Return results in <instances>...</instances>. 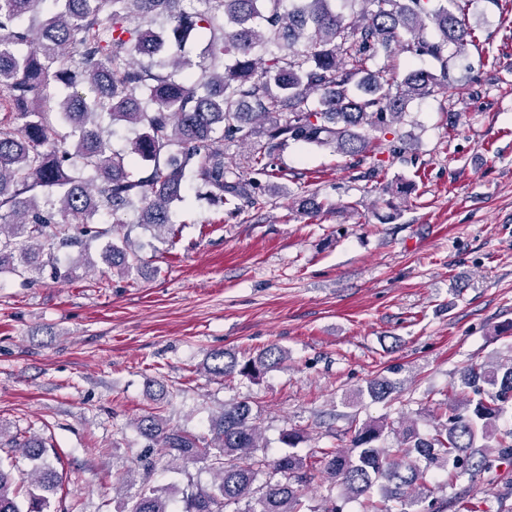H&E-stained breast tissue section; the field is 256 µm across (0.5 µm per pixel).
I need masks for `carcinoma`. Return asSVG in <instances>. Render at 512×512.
Instances as JSON below:
<instances>
[{
    "label": "carcinoma",
    "instance_id": "obj_1",
    "mask_svg": "<svg viewBox=\"0 0 512 512\" xmlns=\"http://www.w3.org/2000/svg\"><path fill=\"white\" fill-rule=\"evenodd\" d=\"M44 2L0 0V271L29 280L61 276L54 247L104 236L113 238L105 262L131 271L139 262L132 224L175 246L171 208L185 200L189 178L218 203L264 208L263 189L224 162V145L257 128L262 140L247 167L267 175L289 140L332 147L358 165L384 141L400 154L386 140L393 125L416 99L459 93L449 62L472 42L458 0H363L360 17L336 11L335 0H52L58 8L48 16ZM398 47L439 69L402 77L370 69ZM116 125L134 134L124 153L110 145ZM100 215L109 227L96 226ZM212 359L216 375L251 377L286 355L271 347L256 359L228 350ZM462 384L464 408L440 404L434 434L409 425L398 447L383 448L391 423H364L348 448L314 460L258 455L265 444L244 400L224 404L207 436L152 411L136 422L160 449L140 456L143 476L203 460L218 484L187 489L179 509L167 489L144 483L125 512H306L303 487L317 475L321 512H342L332 498L338 486L351 497L380 487L393 502L384 512H408L405 491L427 487L432 470L451 481L489 469L492 450L512 457V427H498L512 414V360L472 365ZM367 390L384 401L393 384L375 378ZM0 445L37 463L20 477L0 461V512H51L62 481L53 444L1 422ZM263 474L270 478L256 485Z\"/></svg>",
    "mask_w": 512,
    "mask_h": 512
}]
</instances>
